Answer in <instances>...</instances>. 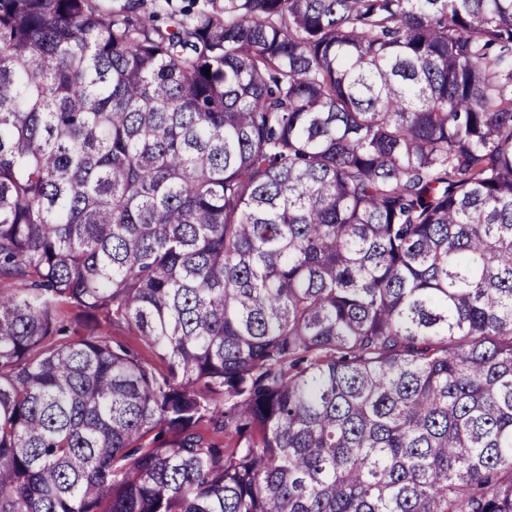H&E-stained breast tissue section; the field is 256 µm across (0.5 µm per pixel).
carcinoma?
<instances>
[{
    "mask_svg": "<svg viewBox=\"0 0 512 512\" xmlns=\"http://www.w3.org/2000/svg\"><path fill=\"white\" fill-rule=\"evenodd\" d=\"M140 5L0 0V512H512V0Z\"/></svg>",
    "mask_w": 512,
    "mask_h": 512,
    "instance_id": "1",
    "label": "carcinoma"
}]
</instances>
